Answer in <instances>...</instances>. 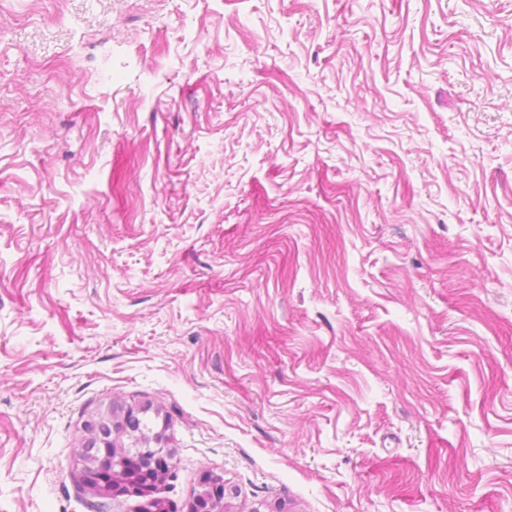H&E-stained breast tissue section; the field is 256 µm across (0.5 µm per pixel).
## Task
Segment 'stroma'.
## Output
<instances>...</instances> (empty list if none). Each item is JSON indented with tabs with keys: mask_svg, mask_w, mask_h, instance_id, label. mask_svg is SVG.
<instances>
[{
	"mask_svg": "<svg viewBox=\"0 0 512 512\" xmlns=\"http://www.w3.org/2000/svg\"><path fill=\"white\" fill-rule=\"evenodd\" d=\"M116 401L168 512H512V0H0V512ZM228 495L224 483L216 475L205 472L200 492L190 502L188 512H228L224 498Z\"/></svg>",
	"mask_w": 512,
	"mask_h": 512,
	"instance_id": "obj_1",
	"label": "stroma"
}]
</instances>
